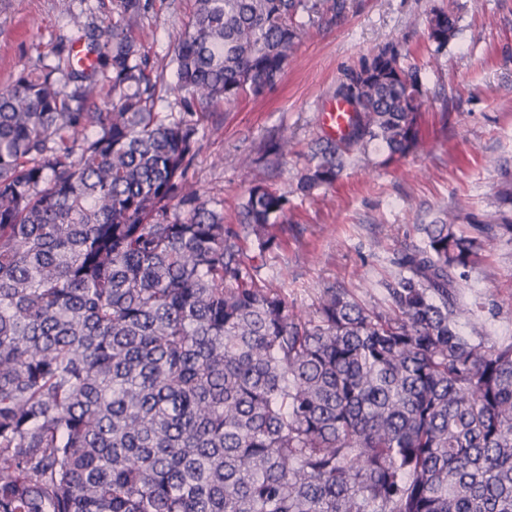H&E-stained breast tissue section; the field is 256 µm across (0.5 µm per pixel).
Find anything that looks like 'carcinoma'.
<instances>
[{"instance_id":"cac0c4a2","label":"carcinoma","mask_w":512,"mask_h":512,"mask_svg":"<svg viewBox=\"0 0 512 512\" xmlns=\"http://www.w3.org/2000/svg\"><path fill=\"white\" fill-rule=\"evenodd\" d=\"M324 0H195L179 116L155 111L135 31L148 0L0 89V512H512V342L465 336L467 269L512 224L420 225L384 284L292 310L271 249L288 196L255 181L239 227L189 180L207 111L261 95ZM459 31L427 17L440 50ZM297 189L355 150L420 146L428 98L391 46L338 92Z\"/></svg>"}]
</instances>
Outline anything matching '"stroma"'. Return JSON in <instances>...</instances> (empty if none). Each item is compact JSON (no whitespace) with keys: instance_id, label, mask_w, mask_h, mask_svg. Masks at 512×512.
<instances>
[{"instance_id":"obj_1","label":"stroma","mask_w":512,"mask_h":512,"mask_svg":"<svg viewBox=\"0 0 512 512\" xmlns=\"http://www.w3.org/2000/svg\"><path fill=\"white\" fill-rule=\"evenodd\" d=\"M194 0H152L141 39L160 87L177 81L174 44ZM335 20L307 26L281 79L263 95L215 106L189 169L210 209L225 223L238 212L254 176L286 193L277 244L261 258L262 275L299 309L321 289H348L363 305L384 302L399 254L421 244L420 225L455 210L461 224L512 219V0H346ZM453 10L459 32L430 55L426 18ZM112 0H0V88L24 67L53 62L76 29L100 25ZM396 45L428 90L421 144L387 159L369 147L350 156L333 186L305 195L297 180L324 132L318 114L336 100L352 70ZM293 139L296 155L274 144ZM250 158L252 167L242 164ZM466 303L493 341L512 338V240H503L468 270Z\"/></svg>"}]
</instances>
